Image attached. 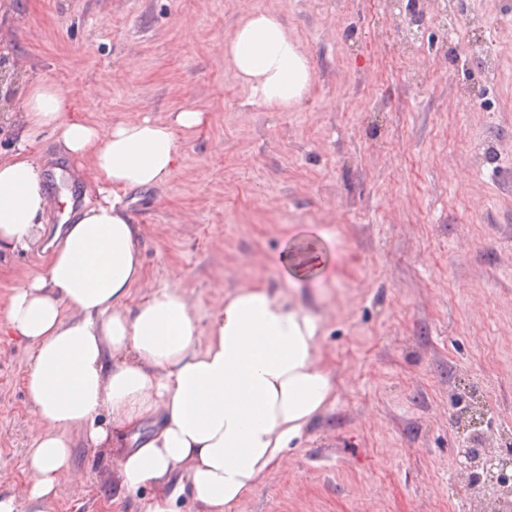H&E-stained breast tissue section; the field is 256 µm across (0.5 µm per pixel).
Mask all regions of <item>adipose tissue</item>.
<instances>
[{"label": "adipose tissue", "mask_w": 512, "mask_h": 512, "mask_svg": "<svg viewBox=\"0 0 512 512\" xmlns=\"http://www.w3.org/2000/svg\"><path fill=\"white\" fill-rule=\"evenodd\" d=\"M224 60L261 105L290 108L311 85L301 45L270 11L243 13ZM202 122L183 110L103 126L53 83L29 86L17 147L0 155V249H30L47 221L43 167L26 149L42 132L89 161L102 197L58 226L43 266L0 303V335L32 349L28 482L0 495V512H57L75 432L117 449L121 488L157 489L146 512H178L186 486L197 512H238L335 400L322 322L293 295L237 288L204 330L179 285L146 284L142 227L124 197L173 178L175 129Z\"/></svg>", "instance_id": "1"}]
</instances>
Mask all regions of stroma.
<instances>
[{"label": "stroma", "instance_id": "1", "mask_svg": "<svg viewBox=\"0 0 512 512\" xmlns=\"http://www.w3.org/2000/svg\"><path fill=\"white\" fill-rule=\"evenodd\" d=\"M423 9L412 33L391 0H0L1 154L37 81L103 125L204 113L177 134L179 173L130 204L150 283L179 284L205 323L241 284L286 289L306 234L325 252L299 292L325 320L336 400L239 512L487 507L456 456L512 428V0ZM247 10L276 12L303 47L294 108L250 103L224 62ZM28 153L74 208L95 196L50 133ZM42 262L1 251L0 299ZM30 356L0 336L1 494L27 486ZM72 466L58 512H145L155 494L113 500L116 462L83 441Z\"/></svg>", "mask_w": 512, "mask_h": 512}]
</instances>
